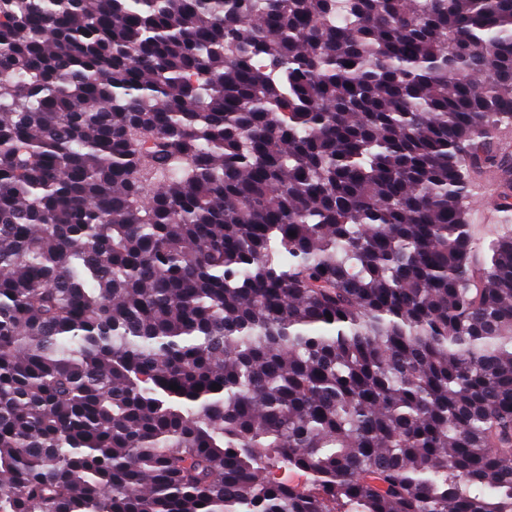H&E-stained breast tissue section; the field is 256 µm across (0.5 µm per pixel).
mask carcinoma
<instances>
[{"instance_id":"carcinoma-1","label":"carcinoma","mask_w":512,"mask_h":512,"mask_svg":"<svg viewBox=\"0 0 512 512\" xmlns=\"http://www.w3.org/2000/svg\"><path fill=\"white\" fill-rule=\"evenodd\" d=\"M503 126L512 0H0V512H512ZM495 168L472 174L477 190L471 203V224L475 229L477 249L486 253L489 233L494 228L495 204L497 202V177Z\"/></svg>"}]
</instances>
